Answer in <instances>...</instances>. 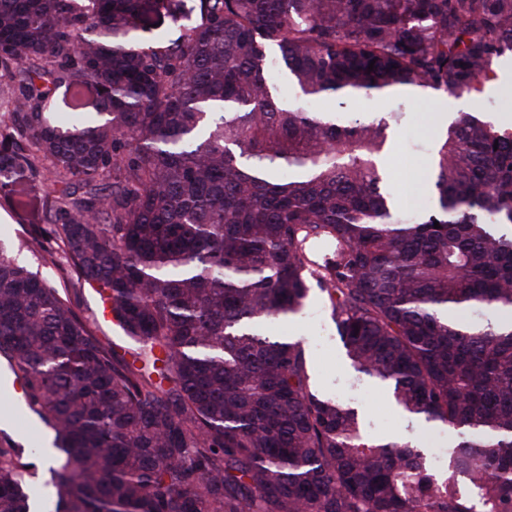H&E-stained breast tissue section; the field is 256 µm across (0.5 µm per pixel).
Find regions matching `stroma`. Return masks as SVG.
<instances>
[{"instance_id": "obj_1", "label": "stroma", "mask_w": 512, "mask_h": 512, "mask_svg": "<svg viewBox=\"0 0 512 512\" xmlns=\"http://www.w3.org/2000/svg\"><path fill=\"white\" fill-rule=\"evenodd\" d=\"M340 108L347 116L361 120L401 113V120L389 126L381 161L396 177L401 212L413 216L430 203L434 156L458 113L477 110L482 120L512 130V77H503L498 71L492 73L489 85L477 97L468 93L451 95L425 90L418 94L404 90L392 97L349 100ZM14 179L16 188L23 191L22 207L12 206L0 189V239L9 242L21 235L23 225L40 221L41 201L52 189L50 182L32 178L22 168ZM265 332L302 340L308 370L321 394L338 397L347 381L355 380L362 395L353 407L370 436L401 440L422 449H450L460 441L458 430L405 415L386 388L353 369L336 334L329 302L319 289L311 290L300 313L266 324Z\"/></svg>"}]
</instances>
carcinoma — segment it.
Returning a JSON list of instances; mask_svg holds the SVG:
<instances>
[{
    "label": "carcinoma",
    "mask_w": 512,
    "mask_h": 512,
    "mask_svg": "<svg viewBox=\"0 0 512 512\" xmlns=\"http://www.w3.org/2000/svg\"><path fill=\"white\" fill-rule=\"evenodd\" d=\"M507 52L512 0H0V188L53 185L17 248L63 258L129 343L0 243V361L53 433L56 512H512V132L459 113L405 220L388 120L305 108L470 93ZM313 282L355 371L466 432L445 473L265 335ZM32 468L0 439V512H32Z\"/></svg>",
    "instance_id": "1"
}]
</instances>
